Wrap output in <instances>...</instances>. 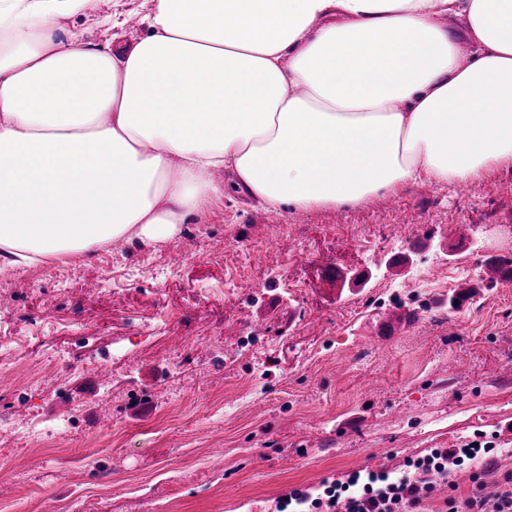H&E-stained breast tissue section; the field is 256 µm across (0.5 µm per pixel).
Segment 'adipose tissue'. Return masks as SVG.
I'll return each mask as SVG.
<instances>
[{
  "label": "adipose tissue",
  "instance_id": "obj_1",
  "mask_svg": "<svg viewBox=\"0 0 512 512\" xmlns=\"http://www.w3.org/2000/svg\"><path fill=\"white\" fill-rule=\"evenodd\" d=\"M144 2L91 48L59 21L97 0H0L1 265L512 163V0Z\"/></svg>",
  "mask_w": 512,
  "mask_h": 512
}]
</instances>
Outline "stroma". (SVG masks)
<instances>
[{
	"label": "stroma",
	"mask_w": 512,
	"mask_h": 512,
	"mask_svg": "<svg viewBox=\"0 0 512 512\" xmlns=\"http://www.w3.org/2000/svg\"><path fill=\"white\" fill-rule=\"evenodd\" d=\"M146 13L98 0L61 26L102 45V17L130 40ZM494 256L512 257V165L346 208L228 194L168 242L0 265V512H276L293 489L473 441L512 475V281ZM390 313L408 321L383 346ZM44 421L54 436L28 439ZM484 474L465 462L428 512Z\"/></svg>",
	"instance_id": "obj_1"
}]
</instances>
